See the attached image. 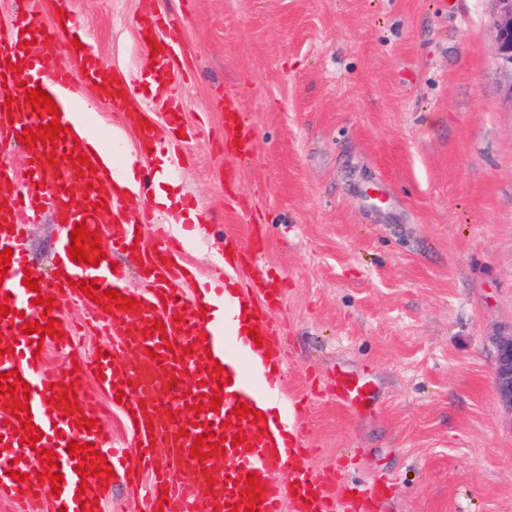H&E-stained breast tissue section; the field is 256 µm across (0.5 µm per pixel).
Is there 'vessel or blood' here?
Segmentation results:
<instances>
[{
	"instance_id": "vessel-or-blood-1",
	"label": "vessel or blood",
	"mask_w": 512,
	"mask_h": 512,
	"mask_svg": "<svg viewBox=\"0 0 512 512\" xmlns=\"http://www.w3.org/2000/svg\"><path fill=\"white\" fill-rule=\"evenodd\" d=\"M31 18L48 17L43 28L27 30L25 23L15 25L0 43V144L15 142L23 129L37 130L50 124L51 115L38 114L26 102L27 89L46 91L68 126L67 96L81 83L100 85L99 97L116 112L126 113L133 124L142 128L143 139L153 152L182 155V140L176 132L181 124L179 108L168 113L171 137H155L145 128L144 116L133 107L122 82L104 79L99 55L90 47L75 48L72 41H61L57 26L71 0H29ZM139 24L149 33L163 32L161 50L154 63L164 75L177 74L176 58L180 44L178 23L157 12L141 14ZM31 49H23L22 41ZM20 63L14 71L12 63ZM223 142L228 153L248 155L254 143L239 112L224 110ZM74 138L58 143L37 142L25 148L23 169L0 168V252L12 249L10 265L0 279V303L8 302L12 312L0 318V373L17 371L29 386L30 421L42 436L38 446L21 443L13 429L20 421L10 411L9 396L0 393V496L9 499L17 512H28L36 498L50 495V482L39 481L45 465L37 447L54 453L63 475L58 486L66 512H82L81 499L100 498L99 480L81 476L79 457L69 455L70 443L93 444L107 461L113 474L111 483L140 484L149 512H372L375 491L352 488L343 481H323L311 466V450L301 424V407H293L285 419L258 422L234 414L237 403L251 408L267 403L273 385L283 383L286 365L278 332L271 323L264 304L266 294L241 292L231 283L203 284L199 294L211 295L223 302L221 321L200 318L199 302H187L183 285L192 273L176 267L174 259L181 248L167 225L158 222L155 206L144 213L112 225L107 238L101 239L104 253L98 264L79 263L71 259L70 234L79 224L97 230L103 206L111 205L112 196L99 185L97 173L81 172L74 161ZM85 187L88 206H73L71 186ZM53 202L56 221L63 229L53 254L55 276L38 281L37 290L23 283L25 266L30 261L28 227L15 223L19 213H37L40 205ZM150 230L151 241L138 242L139 231ZM133 253L141 260V272L151 287L141 293L128 286V273L117 265L118 254ZM97 280L100 290H116L134 299L133 308L106 309L85 298L77 281ZM52 298L51 318L61 319L62 308L69 299L83 301L94 320L104 323L111 338L98 354L85 355L77 349L74 331L63 338L23 334L24 321L40 320L41 305L35 296ZM161 320L164 330L152 332L154 320ZM257 329L261 341L252 340L249 331ZM55 347L68 351L65 367L50 366L45 357L37 356L38 347ZM132 357L136 366H122L123 357ZM222 365L226 385L208 379L207 370ZM69 394L79 404L78 411L65 413L56 400ZM121 397V410L130 417L136 449L125 453L113 447L101 414L97 394ZM220 395L218 409L202 407L193 412L200 397ZM334 397L339 406L352 411L365 409L371 399L370 385L348 372H337ZM93 420V427L80 426V417ZM221 437V449L214 456L199 459L190 449L196 437L205 433ZM241 444H233V437ZM166 451L169 463H161L158 453ZM187 470L197 488L190 495L179 482L177 469ZM287 470L288 480L276 482L274 476ZM258 474L266 491L261 503H254L247 493L249 474Z\"/></svg>"
}]
</instances>
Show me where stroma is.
<instances>
[{"instance_id": "1", "label": "stroma", "mask_w": 512, "mask_h": 512, "mask_svg": "<svg viewBox=\"0 0 512 512\" xmlns=\"http://www.w3.org/2000/svg\"><path fill=\"white\" fill-rule=\"evenodd\" d=\"M182 22V75L147 88L143 0H73L104 76H123L166 136L168 99L192 137L171 177L205 229L178 259L224 277V238L266 275L285 341V403L303 401L314 471L383 480L378 512H512V413L490 339L512 332V76L496 62L495 0H153ZM115 159L156 156L88 86ZM255 140L218 145L225 104ZM33 267L55 248L50 208L23 215ZM368 370L350 414L337 371Z\"/></svg>"}]
</instances>
